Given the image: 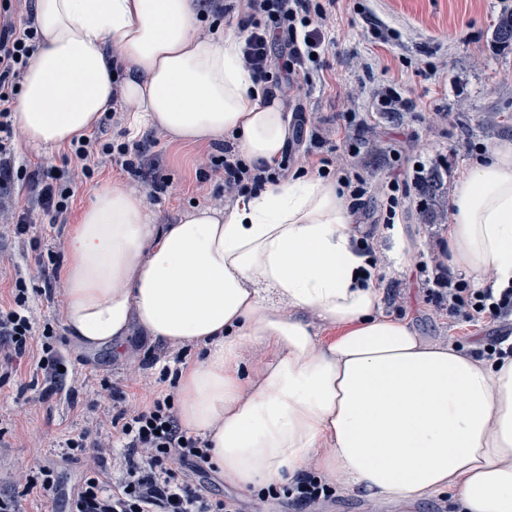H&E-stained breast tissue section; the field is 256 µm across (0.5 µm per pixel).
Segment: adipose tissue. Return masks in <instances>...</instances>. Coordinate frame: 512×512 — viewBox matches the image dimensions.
I'll list each match as a JSON object with an SVG mask.
<instances>
[{"mask_svg":"<svg viewBox=\"0 0 512 512\" xmlns=\"http://www.w3.org/2000/svg\"><path fill=\"white\" fill-rule=\"evenodd\" d=\"M200 0H36L39 51L16 121L36 148L93 130L120 90L130 136L199 146L231 136L253 167L288 143L286 102L263 94L239 39L203 29ZM125 69L112 83V62ZM349 201L331 177L291 178L161 224L144 191L105 185L66 243L69 336L121 349L133 330L204 355L179 377V420L242 490L341 474L379 502L450 495L460 512H512V358H475L382 311ZM449 264L512 285V142L452 194ZM335 334L318 342L306 314ZM267 356L244 366L246 344Z\"/></svg>","mask_w":512,"mask_h":512,"instance_id":"ef3b65f1","label":"adipose tissue"}]
</instances>
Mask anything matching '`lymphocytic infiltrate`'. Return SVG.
Returning a JSON list of instances; mask_svg holds the SVG:
<instances>
[{
  "label": "lymphocytic infiltrate",
  "instance_id": "1",
  "mask_svg": "<svg viewBox=\"0 0 512 512\" xmlns=\"http://www.w3.org/2000/svg\"><path fill=\"white\" fill-rule=\"evenodd\" d=\"M13 2L0 0V193L11 194L22 185L34 199L35 208L20 209L14 221V232L22 237L37 219L54 224L64 218L77 181L93 180L103 160L138 177L146 176L149 163L143 141L102 138L103 129L119 122L123 104L117 99L100 119L98 133L72 141L64 167L41 163L31 169L17 163L21 132L15 104L39 37L34 16L20 23L13 20ZM338 2L244 0L246 36L240 54L255 82L268 90L297 89L319 78L321 57L332 41L327 21ZM287 170L284 163L272 171L250 167L233 144L224 142L213 144L196 179L212 184L213 196L237 197L280 182ZM61 259L60 252H40L37 275H16L9 302L0 305V384L26 360L44 377L45 399L66 387L69 372L56 346L57 329L49 322L36 324L30 310L35 298L51 301L64 295ZM424 285L435 306L449 317L465 322L512 318V286L498 292L467 288L444 269L426 278ZM108 393L117 405L111 425L120 446L103 453L101 441L86 432L62 440V460L86 464L64 512H241L234 498L214 494L206 486L204 477L215 468L210 443L182 428L171 395L157 393L129 407L122 391L112 387ZM335 496V483L310 471L257 493L261 502L288 506L290 512H309Z\"/></svg>",
  "mask_w": 512,
  "mask_h": 512
}]
</instances>
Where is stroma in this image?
Returning a JSON list of instances; mask_svg holds the SVG:
<instances>
[{"instance_id":"obj_1","label":"stroma","mask_w":512,"mask_h":512,"mask_svg":"<svg viewBox=\"0 0 512 512\" xmlns=\"http://www.w3.org/2000/svg\"><path fill=\"white\" fill-rule=\"evenodd\" d=\"M512 0H340L331 30L336 43L323 59V77L303 89L299 99H287L288 107L303 104L308 124L319 126L324 145L309 137L290 136L284 159L292 175L302 169L301 158L317 160L323 149L348 159L372 182L363 210L352 216L350 228L356 237L378 239V267L384 281L385 314L407 320L419 335L441 343H454L468 353L482 348L488 337H512V323H467L437 312L428 301L418 263L428 268L448 261L450 202L455 185L469 167L488 149L512 142V46L495 42L493 30ZM397 31L396 40L378 45L368 36L371 20ZM396 86L412 99L411 111L383 108L379 99L387 86ZM362 113L361 127L344 130L342 115ZM207 150L184 147L160 137L148 144L147 157L157 176L169 187L154 211L159 223L174 224L193 205L224 208L230 197L212 198V185H199L196 170ZM422 170H415V162ZM444 177V195L433 201L424 189L427 172ZM400 174L404 197L394 226L377 223L374 209L381 184L390 174ZM106 182L143 187L141 179L129 176L112 163H105L92 183L79 187L64 222L56 229L39 224L25 237H15L12 219L0 214V252L13 262L0 271V302L8 299V284L17 268H35V238L63 247L72 224L90 202L96 186ZM402 230L414 244L409 261L395 265L391 252L394 230ZM61 348L68 368L86 384L77 398L59 393L40 400L42 376L30 366L0 386V496L17 500L19 512H51L52 502L37 495L18 496L13 479L18 469L38 464L57 467L60 491L73 492L82 477L81 463L61 462L59 443L65 436L90 431L106 435L112 403L96 401L94 391L101 380L119 388L130 402L144 400L146 382L155 381L162 367L176 368L178 361L199 357L197 348H174L151 341L135 331L121 350L109 347L88 350L62 335ZM159 354L157 364L139 369L145 350ZM457 512L450 498L426 499L413 504L379 503L340 490L335 501L318 512H433V504Z\"/></svg>"}]
</instances>
